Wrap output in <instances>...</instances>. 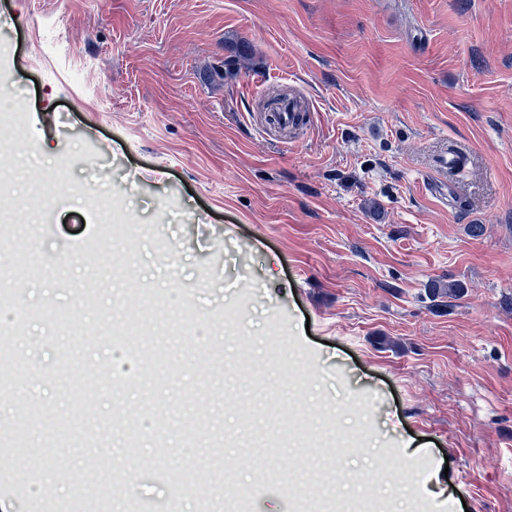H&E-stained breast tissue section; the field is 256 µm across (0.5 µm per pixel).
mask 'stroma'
<instances>
[{"mask_svg": "<svg viewBox=\"0 0 512 512\" xmlns=\"http://www.w3.org/2000/svg\"><path fill=\"white\" fill-rule=\"evenodd\" d=\"M13 102L11 512H512V0H0ZM448 147L445 144L432 156L431 167L439 177L428 183L430 194L444 204L452 190V183L448 181V171L454 167L457 157L464 154L461 148L455 146V153L448 157Z\"/></svg>", "mask_w": 512, "mask_h": 512, "instance_id": "1", "label": "stroma"}]
</instances>
